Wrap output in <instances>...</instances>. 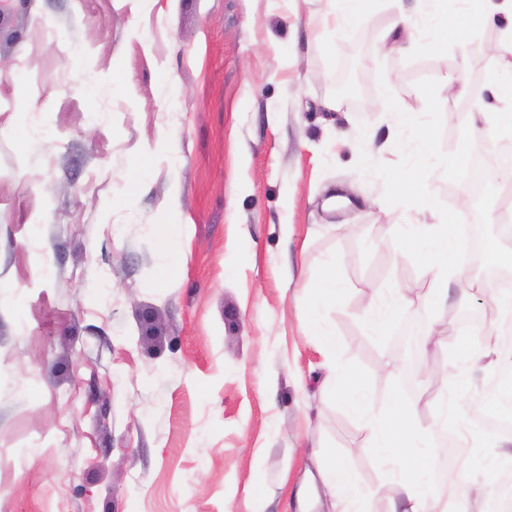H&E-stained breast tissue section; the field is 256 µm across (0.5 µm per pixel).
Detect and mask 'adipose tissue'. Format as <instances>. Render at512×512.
I'll use <instances>...</instances> for the list:
<instances>
[{
  "label": "adipose tissue",
  "mask_w": 512,
  "mask_h": 512,
  "mask_svg": "<svg viewBox=\"0 0 512 512\" xmlns=\"http://www.w3.org/2000/svg\"><path fill=\"white\" fill-rule=\"evenodd\" d=\"M436 40L449 35H463L470 28L504 17V42L512 48V0H472L470 11L449 16L448 0H429L426 13ZM342 291L335 264H328L325 273L314 285L316 302L309 307L306 327L310 336L328 354L336 352V334L323 321L322 311L335 304ZM458 355L467 357L478 370L512 367V351L502 348L499 331L489 325L477 328L473 338L460 342ZM340 395L344 404L364 421L372 437V446L382 463L398 462L404 475L402 512H474L480 490L489 486L495 473L493 462L505 456L512 447V436L491 439L482 455L465 456L445 485L428 481V474L437 466L431 453L433 431H425L414 418L412 406L403 403L399 393H391L383 407H376L365 388L361 373L349 365L339 366ZM399 420L397 432H389L387 419ZM321 477L336 497L339 512H370L363 492L350 468L341 462L329 461Z\"/></svg>",
  "instance_id": "ef3b65f1"
}]
</instances>
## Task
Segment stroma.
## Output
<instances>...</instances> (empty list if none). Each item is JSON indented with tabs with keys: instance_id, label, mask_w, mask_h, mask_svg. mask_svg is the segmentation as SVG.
I'll use <instances>...</instances> for the list:
<instances>
[{
	"instance_id": "1",
	"label": "stroma",
	"mask_w": 512,
	"mask_h": 512,
	"mask_svg": "<svg viewBox=\"0 0 512 512\" xmlns=\"http://www.w3.org/2000/svg\"><path fill=\"white\" fill-rule=\"evenodd\" d=\"M425 12L376 0L334 33L321 0H0V512H328V449L373 512L399 504L324 381L354 366L376 404L398 392L433 428L443 389L408 374L407 331L415 358L454 360L495 276L471 263L475 288L428 316L431 276L393 233L440 216L387 205L356 164L401 158L383 91L421 114L416 84L437 80L452 152L490 109L489 74L512 81L502 23L440 42ZM403 16L421 31L401 50ZM330 261L332 359L305 328ZM396 284L410 305L374 336L367 307ZM495 379L457 390L446 471Z\"/></svg>"
}]
</instances>
